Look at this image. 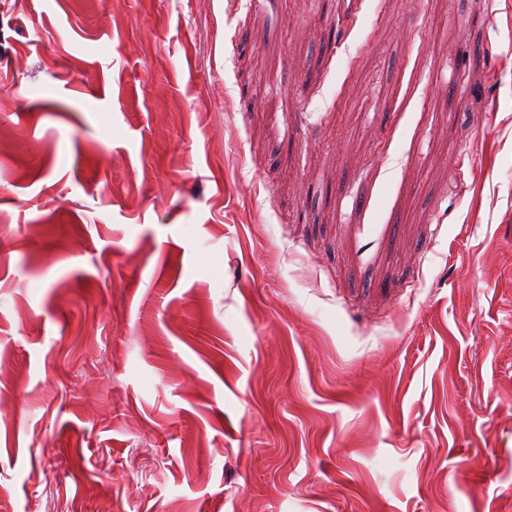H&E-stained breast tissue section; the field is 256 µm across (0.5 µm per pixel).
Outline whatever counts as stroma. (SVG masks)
<instances>
[{
	"label": "stroma",
	"mask_w": 512,
	"mask_h": 512,
	"mask_svg": "<svg viewBox=\"0 0 512 512\" xmlns=\"http://www.w3.org/2000/svg\"><path fill=\"white\" fill-rule=\"evenodd\" d=\"M0 512H512V0H0Z\"/></svg>",
	"instance_id": "35a3bbf8"
}]
</instances>
